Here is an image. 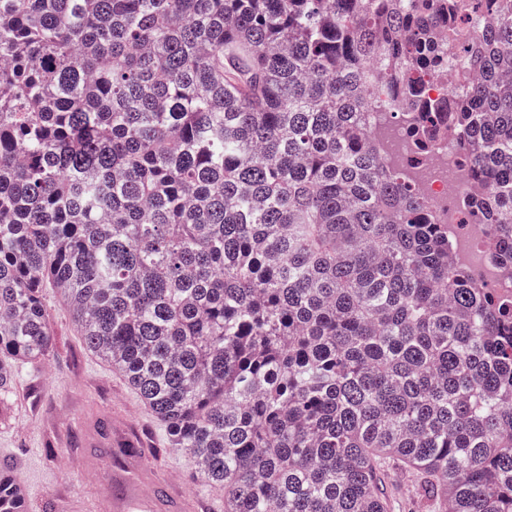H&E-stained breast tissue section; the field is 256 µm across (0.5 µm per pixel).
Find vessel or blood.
<instances>
[{
  "label": "vessel or blood",
  "mask_w": 512,
  "mask_h": 512,
  "mask_svg": "<svg viewBox=\"0 0 512 512\" xmlns=\"http://www.w3.org/2000/svg\"><path fill=\"white\" fill-rule=\"evenodd\" d=\"M112 445L114 477L121 488L120 494L112 500L114 512H157L163 504L171 512H186L188 503L175 490L173 483L143 484L141 475L152 462L147 450L135 452L127 449L120 438L113 439Z\"/></svg>",
  "instance_id": "vessel-or-blood-1"
}]
</instances>
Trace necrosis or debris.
<instances>
[{
	"instance_id": "necrosis-or-debris-1",
	"label": "necrosis or debris",
	"mask_w": 512,
	"mask_h": 512,
	"mask_svg": "<svg viewBox=\"0 0 512 512\" xmlns=\"http://www.w3.org/2000/svg\"><path fill=\"white\" fill-rule=\"evenodd\" d=\"M463 151L461 137L437 139L422 163L418 186L435 223L448 227L453 263L468 266L478 283L495 289L501 296L512 297V270L496 257L492 225L467 221L471 186L462 177Z\"/></svg>"
}]
</instances>
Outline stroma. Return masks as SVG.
Returning <instances> with one entry per match:
<instances>
[{"instance_id": "obj_1", "label": "stroma", "mask_w": 512, "mask_h": 512, "mask_svg": "<svg viewBox=\"0 0 512 512\" xmlns=\"http://www.w3.org/2000/svg\"><path fill=\"white\" fill-rule=\"evenodd\" d=\"M43 299L54 350L15 369L13 399L0 413V467L21 481L30 512H112V458L103 443L113 422L123 423L138 447L157 450L146 481L176 478L198 491L188 457L171 447L166 428L114 369L84 349L69 311L52 289ZM390 512H421L413 473L385 461Z\"/></svg>"}]
</instances>
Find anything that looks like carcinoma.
Segmentation results:
<instances>
[{
	"instance_id": "carcinoma-1",
	"label": "carcinoma",
	"mask_w": 512,
	"mask_h": 512,
	"mask_svg": "<svg viewBox=\"0 0 512 512\" xmlns=\"http://www.w3.org/2000/svg\"><path fill=\"white\" fill-rule=\"evenodd\" d=\"M396 95L512 266V0H0V406L50 287L224 512H387L391 458L512 512V303L373 144Z\"/></svg>"
}]
</instances>
